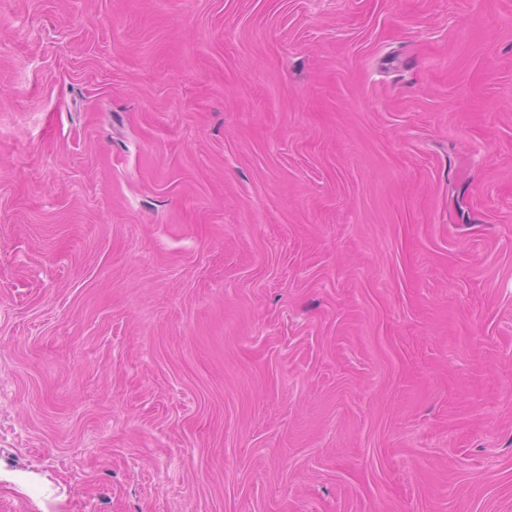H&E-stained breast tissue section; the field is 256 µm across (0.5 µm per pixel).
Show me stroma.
I'll return each instance as SVG.
<instances>
[{"instance_id": "stroma-1", "label": "stroma", "mask_w": 512, "mask_h": 512, "mask_svg": "<svg viewBox=\"0 0 512 512\" xmlns=\"http://www.w3.org/2000/svg\"><path fill=\"white\" fill-rule=\"evenodd\" d=\"M0 512H512V0H0Z\"/></svg>"}]
</instances>
